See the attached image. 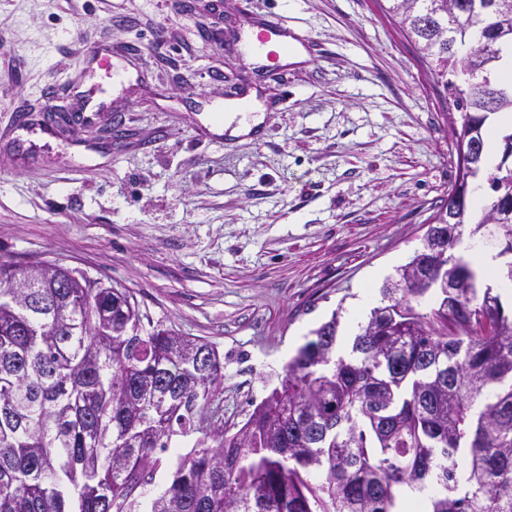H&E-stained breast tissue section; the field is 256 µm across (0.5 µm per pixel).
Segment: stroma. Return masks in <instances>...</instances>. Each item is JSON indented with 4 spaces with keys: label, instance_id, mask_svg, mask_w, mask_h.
Wrapping results in <instances>:
<instances>
[{
    "label": "stroma",
    "instance_id": "1",
    "mask_svg": "<svg viewBox=\"0 0 512 512\" xmlns=\"http://www.w3.org/2000/svg\"><path fill=\"white\" fill-rule=\"evenodd\" d=\"M0 0V255L133 295L151 321L224 356L226 425L243 424L311 329L375 306L456 176L446 118L380 0ZM253 19L308 36L263 67L233 43ZM123 62L114 83L85 51ZM260 106L229 137L219 108ZM89 108L82 143L47 126ZM121 126L111 142L102 128Z\"/></svg>",
    "mask_w": 512,
    "mask_h": 512
}]
</instances>
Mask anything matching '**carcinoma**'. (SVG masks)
Instances as JSON below:
<instances>
[{"mask_svg": "<svg viewBox=\"0 0 512 512\" xmlns=\"http://www.w3.org/2000/svg\"><path fill=\"white\" fill-rule=\"evenodd\" d=\"M436 85L454 95L456 155L512 112L490 80L512 44V0H387ZM468 79L458 84V74ZM477 172L492 195L448 226L450 288L381 289L336 355L339 312L310 332L237 430L204 431L224 358L144 322L122 288H28L0 259V512H512V310L456 256L462 228L512 284V133ZM204 434L141 506L175 436Z\"/></svg>", "mask_w": 512, "mask_h": 512, "instance_id": "carcinoma-1", "label": "carcinoma"}]
</instances>
